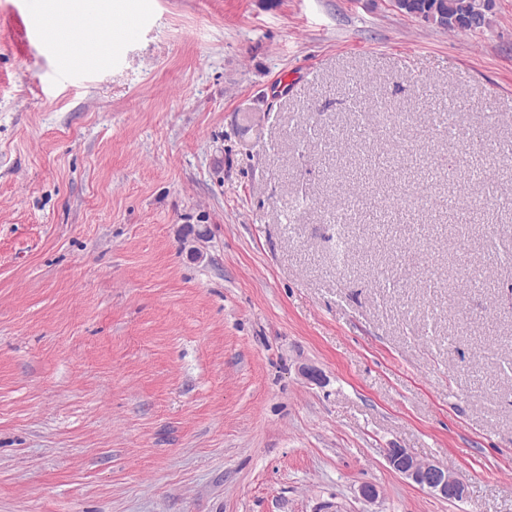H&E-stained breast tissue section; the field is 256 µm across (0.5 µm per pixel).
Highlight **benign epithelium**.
Masks as SVG:
<instances>
[{"mask_svg":"<svg viewBox=\"0 0 512 512\" xmlns=\"http://www.w3.org/2000/svg\"><path fill=\"white\" fill-rule=\"evenodd\" d=\"M385 459L395 473L422 490L448 501H460L467 495V485L458 472L420 459L405 448L385 449Z\"/></svg>","mask_w":512,"mask_h":512,"instance_id":"benign-epithelium-1","label":"benign epithelium"}]
</instances>
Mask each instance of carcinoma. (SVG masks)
Returning <instances> with one entry per match:
<instances>
[{
	"instance_id": "carcinoma-1",
	"label": "carcinoma",
	"mask_w": 512,
	"mask_h": 512,
	"mask_svg": "<svg viewBox=\"0 0 512 512\" xmlns=\"http://www.w3.org/2000/svg\"><path fill=\"white\" fill-rule=\"evenodd\" d=\"M492 0H399L398 9L403 14L417 18L443 31L475 32L490 25ZM484 160L474 156L465 162L460 175L477 180L483 173ZM357 205L356 198L347 197L337 210L336 262L344 260L350 250L351 241L346 238L344 225L346 211Z\"/></svg>"
}]
</instances>
